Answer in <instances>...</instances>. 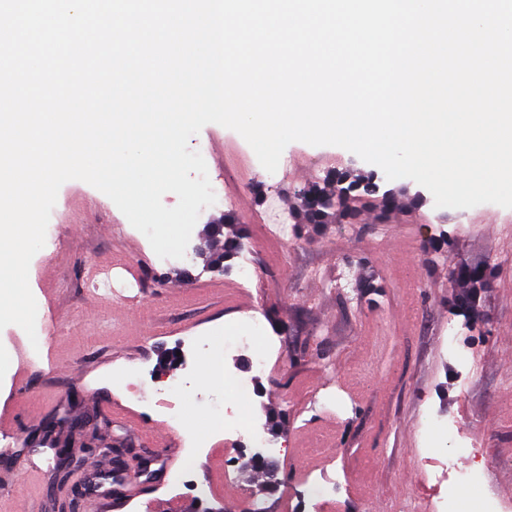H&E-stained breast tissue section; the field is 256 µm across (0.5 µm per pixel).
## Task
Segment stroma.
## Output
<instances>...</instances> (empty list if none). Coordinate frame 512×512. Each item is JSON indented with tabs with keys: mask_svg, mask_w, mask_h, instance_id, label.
Masks as SVG:
<instances>
[{
	"mask_svg": "<svg viewBox=\"0 0 512 512\" xmlns=\"http://www.w3.org/2000/svg\"><path fill=\"white\" fill-rule=\"evenodd\" d=\"M189 147L233 200L201 212L189 262L159 263L147 238L90 184L60 187L49 219L56 242L29 266L43 342L32 347L16 325L0 330V352L9 357L0 382L27 374L20 390L0 393V412L24 440L14 458L0 457V512H85L97 501L118 503V512H164L171 499L181 512H315L305 483L323 469L343 482L329 512H430L449 487L426 426L432 415L456 420L468 449L454 462L481 473L469 493L450 487L455 512H478L489 496L512 504V209L435 207L426 188L387 181L338 146L290 143L295 164L275 192L237 132L211 123ZM340 172L391 184L401 192L397 206L386 212L361 196L357 223L281 240L268 219L271 203L292 209L305 187ZM216 224L251 251L248 282L238 278L240 256L211 268ZM439 239L446 250H433ZM116 259L144 284L130 311L125 298L82 284L87 266ZM461 262L493 272L472 313L455 305L452 271ZM347 265L352 283L343 290L337 282ZM252 316L281 341L282 357L248 394L228 381L201 385L204 369L243 371L247 359L233 339L202 351L192 339L243 327ZM126 367L149 395L161 380L184 381L176 419L113 386V373ZM234 402L282 448L278 485L250 467L256 451L246 431L229 439L217 431L192 448L194 422L223 417ZM61 448L78 465L72 481L80 492L59 488ZM89 448L120 449L138 494L118 498L114 485H101L108 468L85 475ZM221 451L233 462V483L217 493L209 461ZM30 460L37 470L27 469Z\"/></svg>",
	"mask_w": 512,
	"mask_h": 512,
	"instance_id": "obj_1",
	"label": "stroma"
}]
</instances>
